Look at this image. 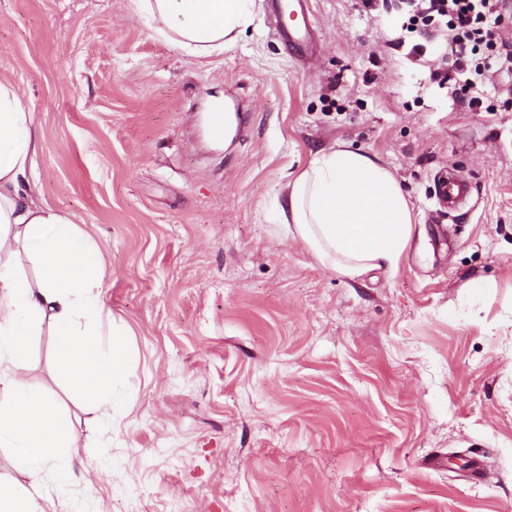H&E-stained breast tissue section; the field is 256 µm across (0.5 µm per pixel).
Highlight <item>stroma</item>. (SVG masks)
Wrapping results in <instances>:
<instances>
[{"label": "stroma", "instance_id": "obj_1", "mask_svg": "<svg viewBox=\"0 0 512 512\" xmlns=\"http://www.w3.org/2000/svg\"><path fill=\"white\" fill-rule=\"evenodd\" d=\"M319 48L268 0L197 58L131 0H0V81L40 134L37 201L99 248L129 343L126 413L75 403L38 324L21 374L74 429L41 512H512V70L469 108L398 45L396 0H310ZM243 108L212 146L215 92ZM343 145L391 169L413 235L396 270L322 266L278 220L285 184ZM471 192L435 196L447 170ZM486 470L474 482L469 463ZM470 189V184L450 169L448 173L438 179L436 196L442 206L448 207V211H452L466 200Z\"/></svg>", "mask_w": 512, "mask_h": 512}]
</instances>
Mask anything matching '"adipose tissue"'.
Returning a JSON list of instances; mask_svg holds the SVG:
<instances>
[{
  "mask_svg": "<svg viewBox=\"0 0 512 512\" xmlns=\"http://www.w3.org/2000/svg\"><path fill=\"white\" fill-rule=\"evenodd\" d=\"M137 15L186 54L208 57L234 45L253 0H132ZM38 140L20 92L0 81V442L19 448V463L65 459L74 443L67 414L31 387L19 369L29 338L49 318L53 365L74 398L105 418L124 413L127 333L104 321V281L97 247L67 216L36 203L32 173ZM294 237L323 266L356 278L396 268L413 226L394 174L346 148L318 151L286 187L280 207ZM25 252L39 274L13 261Z\"/></svg>",
  "mask_w": 512,
  "mask_h": 512,
  "instance_id": "1",
  "label": "adipose tissue"
}]
</instances>
